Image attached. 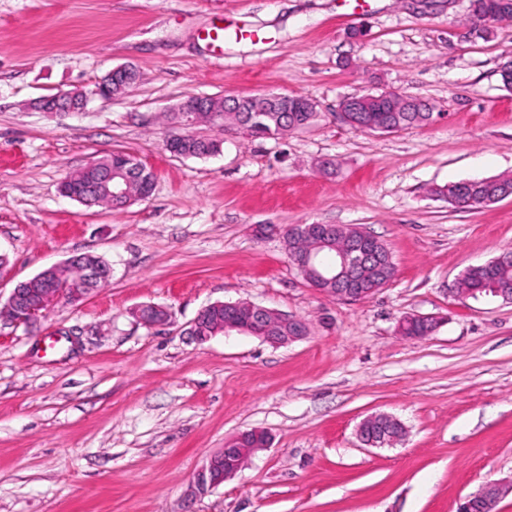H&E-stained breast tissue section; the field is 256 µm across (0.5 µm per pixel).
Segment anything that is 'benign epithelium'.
I'll use <instances>...</instances> for the list:
<instances>
[{"label":"benign epithelium","instance_id":"1","mask_svg":"<svg viewBox=\"0 0 512 512\" xmlns=\"http://www.w3.org/2000/svg\"><path fill=\"white\" fill-rule=\"evenodd\" d=\"M138 77L136 67L122 64L110 69L89 92L75 91L43 96L33 102L34 109L62 118L82 112L92 96L110 98L114 90L131 83ZM403 98L395 91H383L373 98L367 95L349 96L342 99L336 110L338 121L347 126H356L358 112H390L391 102ZM260 101L270 118L283 121V112H314L316 103L307 97L277 92H264L246 100L244 96L210 97L191 95L180 101L173 111L178 113L183 125L190 126L198 121L203 112L213 116L212 123L224 125L226 112H252L253 103ZM90 167L101 169L103 186L109 197L120 203H126L129 187L140 179L142 164L135 158H129L123 152H111L105 158H97L88 163ZM372 235L361 230L359 235L349 239L347 248L336 252L333 270L320 271L309 256L300 257L294 249H289L291 264L300 271L304 280L313 288L325 291L340 300H361L375 294L374 288H358L356 284L363 279L366 268L367 250ZM71 263L82 264L80 283L64 288L58 283L60 267L52 266L38 273L45 283V292L27 293L18 284L5 302H0V322L13 326H28L44 318L55 304L65 298L78 302L95 291L99 283L110 279L111 269L103 270L96 265L81 262L75 256ZM224 311V331H236L258 338L273 346H284L300 340L307 335L306 323L294 316L257 305L249 301L215 302L199 311L193 321L192 334L200 342L207 341L216 331L209 328L204 320L207 312ZM132 315L148 326H162L168 320V311L158 305H142L132 311ZM403 429L398 419L386 413H376L364 418L357 428V436L362 445L380 448L394 444L391 432ZM268 434L259 429L244 431L225 443L221 451L212 455L198 471L188 489V496L202 497L224 482L234 478L247 464L250 457L260 448L268 446ZM507 492L505 485L488 482L477 492L466 497L457 508V512H472L480 504L497 506Z\"/></svg>","mask_w":512,"mask_h":512}]
</instances>
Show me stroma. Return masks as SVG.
<instances>
[{"mask_svg":"<svg viewBox=\"0 0 512 512\" xmlns=\"http://www.w3.org/2000/svg\"><path fill=\"white\" fill-rule=\"evenodd\" d=\"M469 15L470 0H0V297L75 254L112 268L83 301L0 325V512H456L512 480V302L453 292L512 249V196L457 210L435 193L512 175V20L482 39ZM217 26L260 38L218 59ZM122 63L141 71L124 95L64 119L28 107ZM269 90L313 99L317 121L267 138L198 124L220 154L166 150L162 114L180 99ZM382 90L425 101L432 122L379 134L337 121L342 98ZM112 150L154 173L149 199L108 210L60 194ZM257 224L360 225L395 276L336 299ZM237 300L309 332L281 347L192 338L204 306ZM146 304L168 310L165 327L130 316ZM410 315L440 324L397 335ZM375 412L404 424L400 445H361ZM249 429L268 447L188 499L207 458ZM506 486L499 482H488L477 492L466 497L457 508L456 512H472V508L479 504H488L497 508L501 498L507 492Z\"/></svg>","mask_w":512,"mask_h":512,"instance_id":"35a3bbf8","label":"stroma"}]
</instances>
